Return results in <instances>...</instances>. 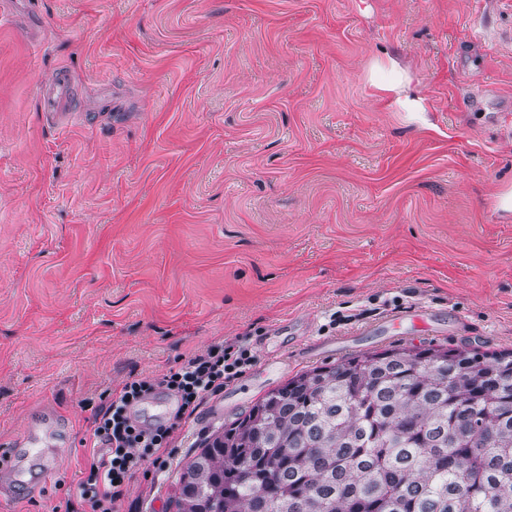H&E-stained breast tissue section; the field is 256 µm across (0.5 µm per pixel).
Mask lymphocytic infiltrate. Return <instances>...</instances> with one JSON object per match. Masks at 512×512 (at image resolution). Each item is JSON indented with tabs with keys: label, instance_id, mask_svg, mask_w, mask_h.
Here are the masks:
<instances>
[{
	"label": "lymphocytic infiltrate",
	"instance_id": "1",
	"mask_svg": "<svg viewBox=\"0 0 512 512\" xmlns=\"http://www.w3.org/2000/svg\"><path fill=\"white\" fill-rule=\"evenodd\" d=\"M254 360L245 338L222 340L165 374H132L106 389L104 400L87 420L82 443L89 460L67 490L65 512H120L136 472L143 467L166 472L176 452L174 433L180 423L243 376ZM160 391L177 401L172 422L141 424L137 406Z\"/></svg>",
	"mask_w": 512,
	"mask_h": 512
}]
</instances>
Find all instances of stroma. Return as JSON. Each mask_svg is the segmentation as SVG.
Masks as SVG:
<instances>
[{
  "label": "stroma",
  "mask_w": 512,
  "mask_h": 512,
  "mask_svg": "<svg viewBox=\"0 0 512 512\" xmlns=\"http://www.w3.org/2000/svg\"><path fill=\"white\" fill-rule=\"evenodd\" d=\"M396 60L427 105L396 111ZM72 74L74 116L35 86ZM512 0H12L0 22V512L64 505L82 404L250 329L255 364L135 475L295 373L512 350ZM364 320L330 326L336 311ZM319 350L303 355V343ZM287 358V368L275 366ZM374 75L380 76L378 80L379 87L391 99V104L399 112H426L422 99L412 94L409 82L403 71L395 62H390L389 66L377 64L374 67Z\"/></svg>",
  "instance_id": "obj_1"
}]
</instances>
